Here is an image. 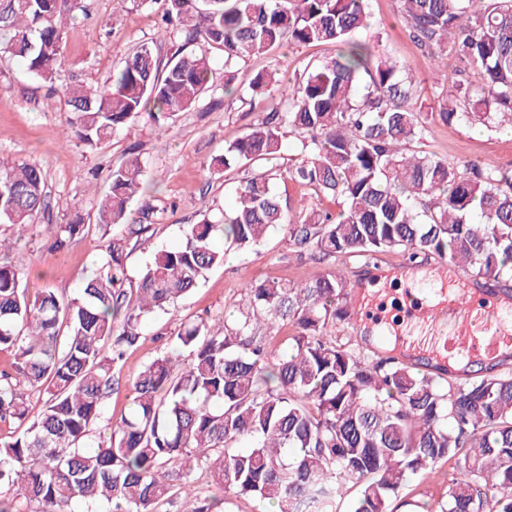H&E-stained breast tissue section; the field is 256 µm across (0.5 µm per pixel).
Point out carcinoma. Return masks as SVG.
Listing matches in <instances>:
<instances>
[{
	"label": "carcinoma",
	"instance_id": "cac0c4a2",
	"mask_svg": "<svg viewBox=\"0 0 512 512\" xmlns=\"http://www.w3.org/2000/svg\"><path fill=\"white\" fill-rule=\"evenodd\" d=\"M161 28L184 44L224 51V93L251 98L278 84L257 73L244 90L234 67L285 42L332 43L336 56L288 83V108L268 112L224 148L214 165L253 166L281 149L283 128L301 144L288 178L341 200L337 214L292 206L273 190L275 174L242 182L222 218L180 229L143 269L136 298L125 261L148 240L128 223L143 163L131 153L97 201V223L59 224L54 246L91 233L104 258L72 297L33 293L0 237V423L23 433L0 440V512H156L175 484L195 497L187 512H224L222 494L269 503L276 512H395L392 503L421 474L450 465L446 496L420 512H512V373L480 367L478 379L438 381L393 356H366L337 342L348 284L331 271L294 287L248 281L239 316L184 323L175 344L132 378L130 413L110 435L86 443L103 417L114 372L156 315L224 264V246L244 250L276 230L326 259L400 252L433 255L497 284L512 281V171L451 164L424 150L435 120L495 131L512 126V0H398L411 40L443 61L479 69L473 92L454 80L437 112L405 107L409 66L372 60L356 35L369 26L366 0H165ZM84 0H0V53L46 83L62 81L63 34ZM207 52L178 53L160 69L155 43L142 42L101 88L63 86L76 139L94 147L133 117L154 121L189 110L213 86ZM45 207L37 164L0 158V223L33 227ZM124 226L115 234L112 229ZM292 324L288 349L266 350V332ZM192 354L181 363L180 350ZM46 394L30 418L28 391ZM209 471L221 495L200 497L193 473ZM357 496L343 510L348 488Z\"/></svg>",
	"mask_w": 512,
	"mask_h": 512
}]
</instances>
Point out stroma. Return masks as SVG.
<instances>
[{"instance_id":"1","label":"stroma","mask_w":512,"mask_h":512,"mask_svg":"<svg viewBox=\"0 0 512 512\" xmlns=\"http://www.w3.org/2000/svg\"><path fill=\"white\" fill-rule=\"evenodd\" d=\"M87 5V14L65 30L64 56L76 83L97 87L105 84L133 46L153 39L166 5L164 0H147L142 6L136 0H87ZM367 8L370 26L362 32V39L370 42L377 57L412 68L411 108L422 113L438 111L440 92L455 78L456 60L439 66L421 52L399 18L397 0H368ZM335 53L332 45L287 43L238 64L236 84L245 86L254 74L265 70L276 73L281 81H292L311 64ZM209 54L212 88L191 109L172 116L164 132H157L143 113L131 119L111 141L95 148L84 146L75 138L59 87L32 79L16 61L0 59V156L38 164L46 174V208L35 222L37 232L13 252L15 261L28 273L30 291L48 288L71 296L96 270L101 258L98 236L76 240L60 251L51 249V237L57 225L78 218L86 224L95 223L96 195L107 191L112 169L129 152H137L144 164V192L132 205L131 221L152 225L156 235L152 247L129 254L128 291H135L139 273L151 261L154 248L177 243L179 226L198 223L206 215L220 216L231 205L236 188L249 172L244 168H216L213 158L222 155L229 142L246 133L266 112L284 108L285 103L274 90L246 103L237 96L225 95L224 54L214 48ZM428 145L453 164L512 166L510 129L489 131L438 121L431 126ZM298 152V141L287 133L280 152L267 161V168L279 174L275 182L277 194L290 199L296 207L339 212V205L331 198L286 178L285 171ZM405 262L412 268L405 287L430 289L437 283L446 289L452 287L448 270L438 269L431 255L410 262L397 252L383 253L373 260L347 257L319 261L313 258L311 249L290 245L287 233L281 231L271 233L249 251H228L223 265L213 269L206 281L181 301L178 313L149 323L145 339L127 352L115 375L116 384L103 404L105 420L113 423L128 414L129 379L160 350L172 345L180 323L224 311L237 313L244 303L242 285L248 280L274 279L303 285L339 267L349 287L363 288L379 284L378 270Z\"/></svg>"}]
</instances>
